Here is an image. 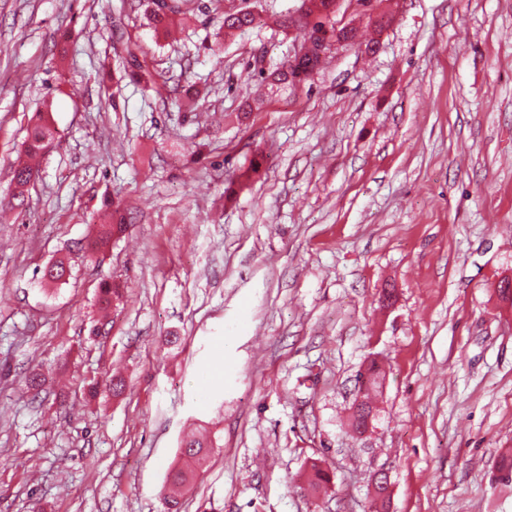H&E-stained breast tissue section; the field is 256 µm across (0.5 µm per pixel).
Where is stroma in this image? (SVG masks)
I'll use <instances>...</instances> for the list:
<instances>
[{
  "label": "stroma",
  "mask_w": 512,
  "mask_h": 512,
  "mask_svg": "<svg viewBox=\"0 0 512 512\" xmlns=\"http://www.w3.org/2000/svg\"><path fill=\"white\" fill-rule=\"evenodd\" d=\"M388 3L378 31L340 0L360 45L272 94L256 71L290 52L273 20L298 0H224L264 26L224 38L201 11L174 42L144 0H0V512H164L202 429L217 445L181 512H369L380 471L387 512H512L494 480L512 448V0ZM119 28L158 86L119 72ZM179 83L201 112H178ZM35 112L54 137L20 214ZM113 198L128 229L85 257ZM59 258L67 281L42 283ZM104 281L122 291L105 319ZM314 460L332 476L316 494ZM12 181H16V188L10 195V204L12 208L18 210L20 213L26 206V193L24 186L32 179L38 176L39 169L36 165L31 163L18 164L13 168Z\"/></svg>",
  "instance_id": "1"
}]
</instances>
